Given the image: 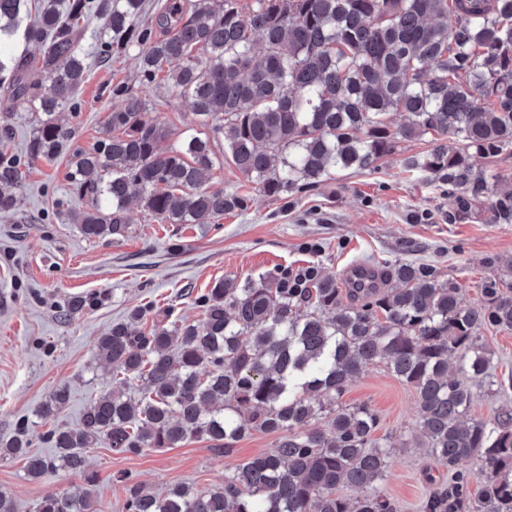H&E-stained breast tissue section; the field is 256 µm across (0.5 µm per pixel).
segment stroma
Instances as JSON below:
<instances>
[{
    "mask_svg": "<svg viewBox=\"0 0 512 512\" xmlns=\"http://www.w3.org/2000/svg\"><path fill=\"white\" fill-rule=\"evenodd\" d=\"M136 73L131 54L93 66L80 91V109L65 115L75 131L74 147L93 146L107 114L122 105L113 86L134 82ZM146 100L170 143H179L193 125L186 105L163 88L147 91ZM2 125L11 127L12 137L0 147L26 155L35 132L29 111L0 98ZM428 147L423 140L400 143L378 170L346 172L284 200L265 196L227 163L213 170L210 184L248 194L246 211L208 224H159L135 205L125 236L96 241L67 220L81 205L69 191L67 158L28 162L15 208L0 212V440L24 423L32 451L50 454V429L78 424L90 402L112 385L110 369L96 356L98 336L137 305H151L159 316L170 310L198 320L196 297L227 276L255 280L311 267L340 279L352 265L412 261L460 284L473 305L481 302L485 281L512 282L506 265L512 259V224L493 221L491 198L452 223L451 187L403 169V157ZM76 296L99 302L68 313ZM62 386L68 402L53 419L42 420V403ZM343 400L370 405L382 436L409 433L417 415L414 388L380 365L353 379ZM276 441V434L255 432L236 442L229 456L205 440L137 455L91 449L88 465L99 475L95 510L123 512L125 490L113 482L116 472L157 495L177 484L213 488L223 485L235 464L267 453ZM449 479L447 464L412 442L399 449L381 488L396 512H422L426 496ZM81 485L63 470L30 479L23 460L0 456V491L12 499L14 512H33L43 496Z\"/></svg>",
    "mask_w": 512,
    "mask_h": 512,
    "instance_id": "obj_1",
    "label": "stroma"
}]
</instances>
